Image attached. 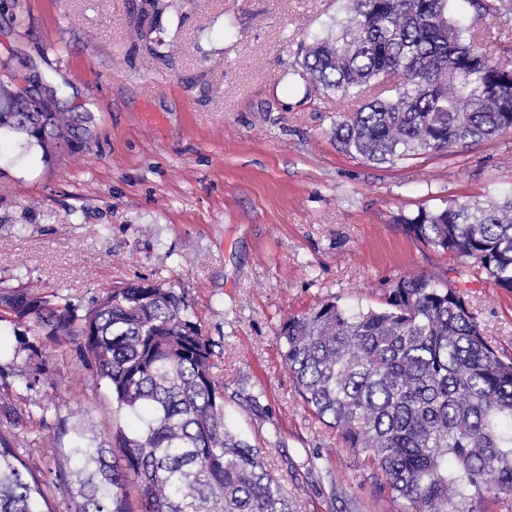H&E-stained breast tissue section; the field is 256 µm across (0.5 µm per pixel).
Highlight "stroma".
<instances>
[{
    "instance_id": "obj_1",
    "label": "stroma",
    "mask_w": 512,
    "mask_h": 512,
    "mask_svg": "<svg viewBox=\"0 0 512 512\" xmlns=\"http://www.w3.org/2000/svg\"><path fill=\"white\" fill-rule=\"evenodd\" d=\"M141 0H0V75L36 72L96 139L46 154L0 133V293L88 304L146 277L184 294L217 354L227 423L254 441L278 430L269 462L304 512H387L376 483L296 392L280 355L288 316L333 299L380 306L404 275L447 277V253L400 216L461 196L512 190V131L449 151L373 163L339 151L352 111L297 72L300 40L341 0H160L148 42L129 24ZM482 49L512 70V0L485 22ZM493 345L512 354V291L486 275L460 287ZM260 391L264 413L241 391ZM0 397L32 447L59 424L112 439L109 394L75 344L0 322ZM319 455V469L305 459Z\"/></svg>"
}]
</instances>
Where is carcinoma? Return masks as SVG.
<instances>
[{"instance_id":"cac0c4a2","label":"carcinoma","mask_w":512,"mask_h":512,"mask_svg":"<svg viewBox=\"0 0 512 512\" xmlns=\"http://www.w3.org/2000/svg\"><path fill=\"white\" fill-rule=\"evenodd\" d=\"M455 0H345L346 16L300 44L301 76L327 97L361 102L336 125L348 155L394 162L512 129V70L480 49ZM159 0L130 24L141 40ZM0 86V131L45 152L78 153L89 113L66 112ZM416 239L456 259L458 279L397 278L382 306L349 313L326 300L280 328L282 356L316 419L379 480L400 512H482L512 495V355L484 336L458 281L486 274L512 290V193L450 199L401 217ZM78 346L110 409L132 415L112 447L81 428L47 482L0 427V512H300L264 450L226 424L214 344L183 294L148 278L112 287L83 313L65 298L0 296V321Z\"/></svg>"}]
</instances>
